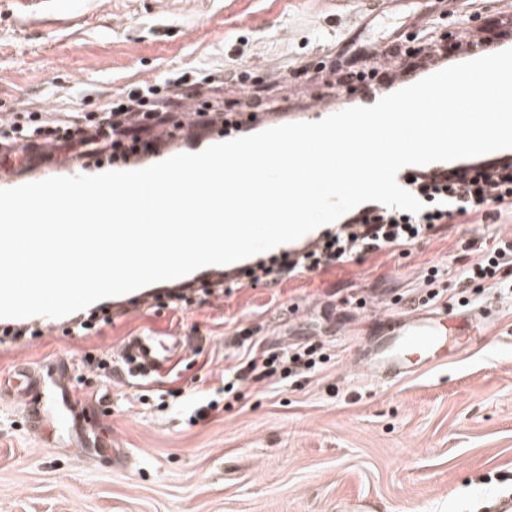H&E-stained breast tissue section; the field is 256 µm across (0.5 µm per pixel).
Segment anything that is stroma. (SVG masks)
Listing matches in <instances>:
<instances>
[{"mask_svg":"<svg viewBox=\"0 0 512 512\" xmlns=\"http://www.w3.org/2000/svg\"><path fill=\"white\" fill-rule=\"evenodd\" d=\"M467 29L512 48V0H64L57 14H22L0 0V113L89 112L138 83L167 75L195 81L202 100L231 107L245 93L233 74L256 67L284 109L259 124L314 121L336 105L353 71L399 35ZM332 53L336 65L318 68ZM306 61L301 82L283 71ZM20 170L0 159V188L69 175L74 151ZM512 233V213L460 221L406 255L378 253L276 284L215 291L173 308L168 291L235 277L205 267L175 281L104 299L112 323L68 334L69 318L39 336L0 335V512H481L512 493V299L484 292L472 304L492 328L445 364L380 381L357 363L380 332L378 316L402 315L435 264L457 269L464 243ZM167 330L192 353L166 374L126 381L90 369L126 336ZM258 350L321 345L331 359L274 386L239 383L214 420L190 421L193 400L217 395L237 364V340ZM67 366L78 427L56 428L42 390L21 400L10 388L17 364ZM42 414V434L28 424Z\"/></svg>","mask_w":512,"mask_h":512,"instance_id":"1","label":"stroma"}]
</instances>
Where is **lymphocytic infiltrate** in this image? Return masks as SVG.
Listing matches in <instances>:
<instances>
[{"label": "lymphocytic infiltrate", "instance_id": "obj_1", "mask_svg": "<svg viewBox=\"0 0 512 512\" xmlns=\"http://www.w3.org/2000/svg\"><path fill=\"white\" fill-rule=\"evenodd\" d=\"M181 79L145 83L92 112L44 116L38 112H8L0 116V153L22 154L27 167L47 162L44 145H80L79 157L86 164L126 165L155 153L159 135L184 136L183 96L176 90ZM406 190L421 200L424 208L412 214L368 202L343 216L336 229L303 248L261 259L241 269L247 284L278 282L306 272L327 269L380 252H402L425 236L439 231L457 218L488 217L490 211L512 208V162L476 164L472 176L453 180L447 173L421 174L406 182ZM464 251L476 261L456 272L461 304L489 286L512 289V236L468 240ZM328 359L320 346L310 345L291 354L256 352L243 348L238 364L224 379L225 393L238 382L252 380L278 384L282 379L309 373Z\"/></svg>", "mask_w": 512, "mask_h": 512}]
</instances>
